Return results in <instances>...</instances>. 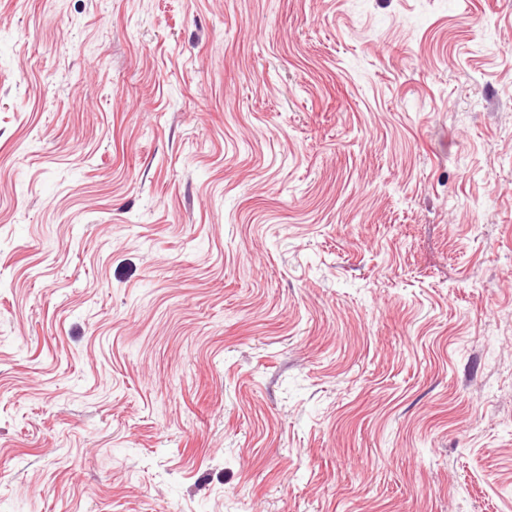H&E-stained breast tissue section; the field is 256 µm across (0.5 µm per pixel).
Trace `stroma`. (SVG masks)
Here are the masks:
<instances>
[{
  "instance_id": "stroma-1",
  "label": "stroma",
  "mask_w": 512,
  "mask_h": 512,
  "mask_svg": "<svg viewBox=\"0 0 512 512\" xmlns=\"http://www.w3.org/2000/svg\"><path fill=\"white\" fill-rule=\"evenodd\" d=\"M0 512H512V0H0Z\"/></svg>"
}]
</instances>
